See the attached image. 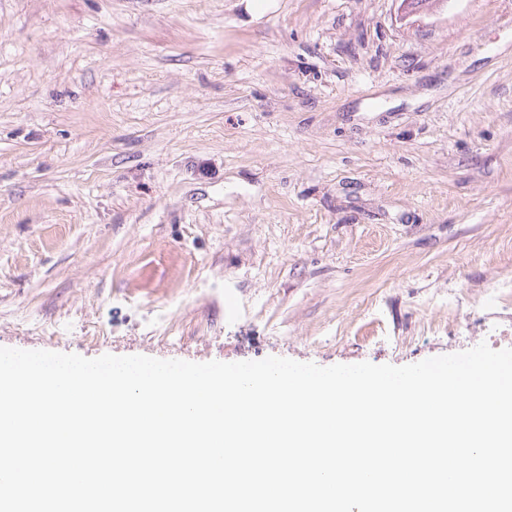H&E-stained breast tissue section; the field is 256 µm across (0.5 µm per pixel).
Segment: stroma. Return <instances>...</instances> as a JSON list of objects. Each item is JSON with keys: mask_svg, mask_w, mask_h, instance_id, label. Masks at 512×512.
<instances>
[{"mask_svg": "<svg viewBox=\"0 0 512 512\" xmlns=\"http://www.w3.org/2000/svg\"><path fill=\"white\" fill-rule=\"evenodd\" d=\"M512 348V0H0V347ZM399 3L398 18L406 21L411 17L437 11L447 6V0H395Z\"/></svg>", "mask_w": 512, "mask_h": 512, "instance_id": "obj_1", "label": "stroma"}]
</instances>
